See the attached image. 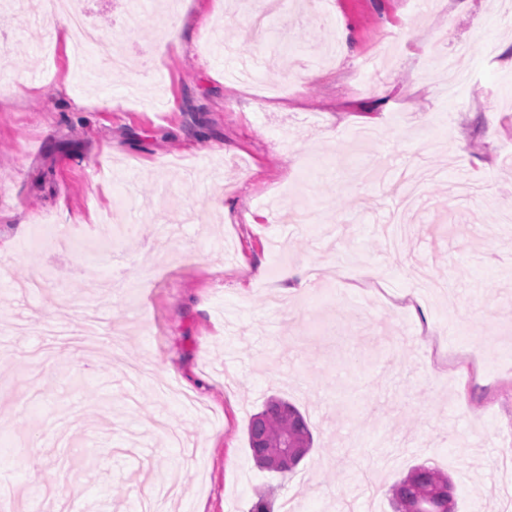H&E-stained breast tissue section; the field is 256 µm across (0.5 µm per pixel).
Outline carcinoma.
<instances>
[{"instance_id": "cac0c4a2", "label": "carcinoma", "mask_w": 512, "mask_h": 512, "mask_svg": "<svg viewBox=\"0 0 512 512\" xmlns=\"http://www.w3.org/2000/svg\"><path fill=\"white\" fill-rule=\"evenodd\" d=\"M249 449L256 464L268 471H291L312 447V433L305 417L287 401L270 397L264 409L249 419L247 426ZM300 447L290 464L274 466V455L284 443ZM396 512H409L423 506L431 512H445L453 501V483L445 473L430 466H417L391 488Z\"/></svg>"}]
</instances>
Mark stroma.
Wrapping results in <instances>:
<instances>
[{
    "mask_svg": "<svg viewBox=\"0 0 512 512\" xmlns=\"http://www.w3.org/2000/svg\"><path fill=\"white\" fill-rule=\"evenodd\" d=\"M88 0L75 66L0 8V486L16 512H392L416 465L512 512V0ZM178 17V39L166 22ZM439 43L471 81L439 91ZM386 59L351 90L367 58ZM393 93L377 99L379 88ZM121 106H113V99ZM25 235H16L19 224ZM378 268L341 284L339 263ZM313 450L259 468L268 397Z\"/></svg>",
    "mask_w": 512,
    "mask_h": 512,
    "instance_id": "stroma-1",
    "label": "stroma"
}]
</instances>
